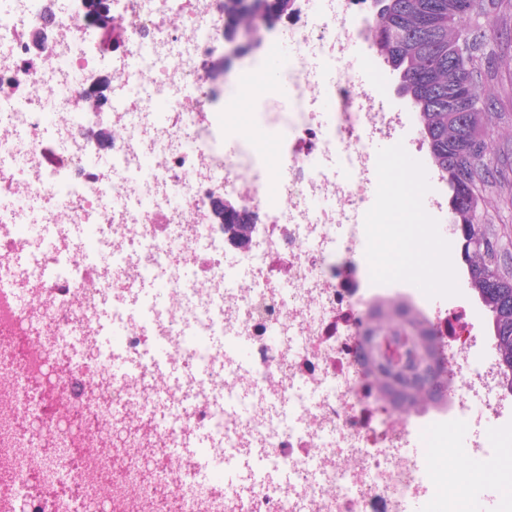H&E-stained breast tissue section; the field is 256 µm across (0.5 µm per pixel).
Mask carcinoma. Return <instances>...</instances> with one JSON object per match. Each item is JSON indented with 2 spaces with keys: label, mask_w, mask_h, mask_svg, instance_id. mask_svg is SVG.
<instances>
[{
  "label": "carcinoma",
  "mask_w": 512,
  "mask_h": 512,
  "mask_svg": "<svg viewBox=\"0 0 512 512\" xmlns=\"http://www.w3.org/2000/svg\"><path fill=\"white\" fill-rule=\"evenodd\" d=\"M236 0H224V11L233 23L247 28L262 21L252 14H236ZM372 10L373 44L379 55L389 59L400 80L401 93L408 97L420 116V134L432 163L457 185L456 221L464 256L474 272L475 291L494 316L498 340L500 382L512 390V268L499 262L495 251L472 247L489 238L488 225L481 223V188L472 166L491 149L484 122L485 108L477 92V52L481 35L469 34L461 23L482 14L492 19L502 6L500 0H379ZM455 80L448 84V64ZM462 93L469 111L450 108L456 93ZM371 329L380 335L414 337L429 355L435 354L434 334L417 312L394 301L378 304L370 318ZM377 390L399 414H409L438 398L422 391L387 389L384 379L366 368Z\"/></svg>",
  "instance_id": "carcinoma-1"
}]
</instances>
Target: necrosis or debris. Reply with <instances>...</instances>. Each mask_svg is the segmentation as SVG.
<instances>
[{
  "label": "necrosis or debris",
  "instance_id": "necrosis-or-debris-1",
  "mask_svg": "<svg viewBox=\"0 0 512 512\" xmlns=\"http://www.w3.org/2000/svg\"><path fill=\"white\" fill-rule=\"evenodd\" d=\"M359 5L328 0L319 21L311 0H295L284 29L254 31L256 52L215 81L205 64L224 43L223 0H112L117 65L81 0H0V512H88L99 496L106 512H160L163 495L176 512H399L425 484L398 453L410 419L380 403L354 367L375 303L419 306L412 293L370 287L371 259L360 253L402 195L386 186L370 200V146L392 139L406 115L343 74L354 41L371 31ZM283 32L340 69L332 118L311 107L307 69L287 63V111L255 106L257 124L287 147V169L247 140L224 158L216 129L235 127L218 124L215 106L249 94ZM106 125L104 171L92 158ZM217 194L263 226L240 277L224 263ZM315 198L341 206L317 210ZM345 209L361 219L334 250ZM83 234L107 262L87 265ZM159 277L164 299L131 318L129 301ZM427 319L456 393L494 388L490 364L471 358L466 314ZM108 322L123 328L110 346ZM216 336L247 338L249 364L211 346ZM119 358L131 369L118 380ZM53 366L50 407L39 385ZM199 431L216 463H258L263 477L239 492L199 484L197 454L184 447Z\"/></svg>",
  "mask_w": 512,
  "mask_h": 512
}]
</instances>
